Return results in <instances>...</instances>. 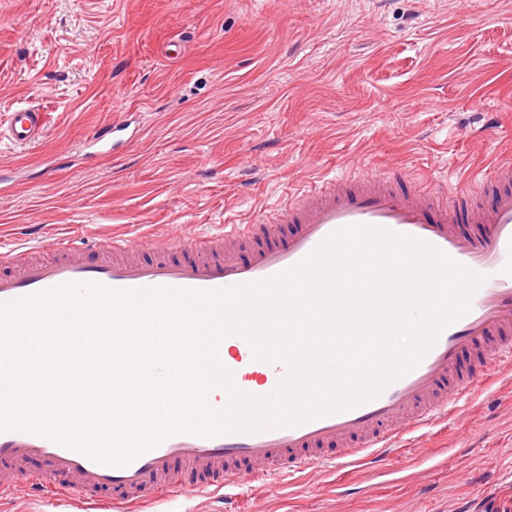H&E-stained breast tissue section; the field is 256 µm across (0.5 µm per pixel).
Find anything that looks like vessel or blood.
Wrapping results in <instances>:
<instances>
[{"label": "vessel or blood", "instance_id": "vessel-or-blood-1", "mask_svg": "<svg viewBox=\"0 0 512 512\" xmlns=\"http://www.w3.org/2000/svg\"><path fill=\"white\" fill-rule=\"evenodd\" d=\"M48 123L39 108H15L7 119L8 140L33 144ZM116 130L113 124L98 130L90 145L119 155L123 143L115 139ZM456 193L468 201L466 216L450 211L440 196L399 191L391 178L364 170L304 190L269 223L228 224L216 237L180 231L157 240L148 257L135 242L115 237L64 234L51 243L53 256L46 260L32 257L30 245L16 246L7 272H0V302L78 281L120 289H226L271 278L301 262L333 232L356 225L424 241L486 281L416 368L358 406L257 433L177 434L123 468L94 463L28 432L0 433V495L14 493L26 481L35 494L43 486L53 488L59 512H102L104 504L94 494L105 488L112 492L113 512L141 507L159 512L185 488L223 498L245 481L257 485L340 460L379 465L393 440L447 416L467 389L490 386L491 377L478 374V367L512 359V169L459 185ZM464 219L476 224L475 232L458 231ZM224 342L232 353L220 362L241 392L270 396L289 373L283 362L255 359L241 335H228ZM466 351L473 358L468 370L460 363ZM37 459L51 465L42 486L30 481Z\"/></svg>", "mask_w": 512, "mask_h": 512}]
</instances>
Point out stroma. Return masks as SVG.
Masks as SVG:
<instances>
[{
	"label": "stroma",
	"instance_id": "1",
	"mask_svg": "<svg viewBox=\"0 0 512 512\" xmlns=\"http://www.w3.org/2000/svg\"><path fill=\"white\" fill-rule=\"evenodd\" d=\"M175 43L179 52L168 51ZM0 247L27 230L221 234L270 219L317 177L403 173L445 194L512 168V0H0ZM120 119L126 152L82 163ZM458 414L399 439L388 469L313 470L250 490L253 512H512V364ZM452 449L445 468L416 462ZM48 112L36 107H17L7 119L6 138L15 145H31L45 134L49 123Z\"/></svg>",
	"mask_w": 512,
	"mask_h": 512
}]
</instances>
